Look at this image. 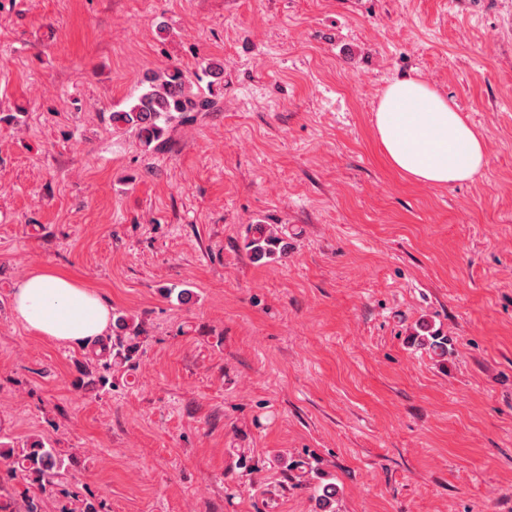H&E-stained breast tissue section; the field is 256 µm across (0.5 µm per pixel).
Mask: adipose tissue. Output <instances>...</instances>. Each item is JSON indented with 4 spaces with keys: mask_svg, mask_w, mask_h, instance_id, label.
<instances>
[{
    "mask_svg": "<svg viewBox=\"0 0 512 512\" xmlns=\"http://www.w3.org/2000/svg\"><path fill=\"white\" fill-rule=\"evenodd\" d=\"M374 123L389 164L415 181L434 186L469 181L487 163L482 136L422 79L388 85ZM12 311L31 334L59 344L102 336L112 323V309L95 289L45 269L28 273L16 285Z\"/></svg>",
    "mask_w": 512,
    "mask_h": 512,
    "instance_id": "1",
    "label": "adipose tissue"
}]
</instances>
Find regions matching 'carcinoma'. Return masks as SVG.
Segmentation results:
<instances>
[{"label":"carcinoma","mask_w":512,"mask_h":512,"mask_svg":"<svg viewBox=\"0 0 512 512\" xmlns=\"http://www.w3.org/2000/svg\"><path fill=\"white\" fill-rule=\"evenodd\" d=\"M213 101L192 91L184 75L177 67L169 68L164 75L150 80V85L129 109L112 113L113 126L134 130L145 147L149 148L163 137L168 124L179 119L190 117L192 112H203L209 109ZM252 238L248 243L251 258L256 263L270 260H281L288 255V241L276 235L265 224H253L250 227ZM415 341L422 348H427L438 356L448 353V337L432 329L428 324L419 325ZM136 353L133 340L119 342L112 348V362L124 363L131 360ZM0 457L11 460L20 470L28 483L39 489L45 488L46 482L54 479L62 482L65 479L70 459L62 457L53 448L41 442H34L16 453L11 449L1 450ZM66 497L61 512H99L96 504L77 494L62 491ZM336 485L327 484L321 487L316 500L321 512H336ZM3 512H43V501L36 495H25L22 504L15 507L11 504L0 506Z\"/></svg>","instance_id":"carcinoma-1"}]
</instances>
